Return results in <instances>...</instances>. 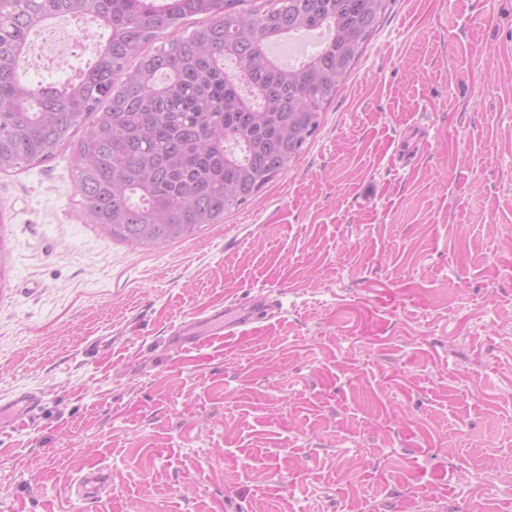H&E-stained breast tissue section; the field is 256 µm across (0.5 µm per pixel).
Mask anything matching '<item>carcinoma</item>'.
<instances>
[{
  "mask_svg": "<svg viewBox=\"0 0 512 512\" xmlns=\"http://www.w3.org/2000/svg\"><path fill=\"white\" fill-rule=\"evenodd\" d=\"M249 2L0 0V171L49 161L82 131L72 161L83 213L149 249L250 202L304 154L386 0ZM68 16L103 29L93 61L35 87L20 75L29 35ZM314 30L330 37L299 65L271 56V43Z\"/></svg>",
  "mask_w": 512,
  "mask_h": 512,
  "instance_id": "cac0c4a2",
  "label": "carcinoma"
}]
</instances>
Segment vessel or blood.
I'll return each mask as SVG.
<instances>
[{"label":"vessel or blood","instance_id":"1","mask_svg":"<svg viewBox=\"0 0 512 512\" xmlns=\"http://www.w3.org/2000/svg\"><path fill=\"white\" fill-rule=\"evenodd\" d=\"M283 298L258 294L246 304L227 301L220 307H207L190 321L172 326L170 339L176 352L186 353L201 346L211 337L231 339L243 335L247 326L261 319H272L285 313ZM42 407L41 396L33 391H19L0 398V429L34 420Z\"/></svg>","mask_w":512,"mask_h":512}]
</instances>
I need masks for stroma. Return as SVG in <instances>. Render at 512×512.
Masks as SVG:
<instances>
[{"instance_id":"stroma-1","label":"stroma","mask_w":512,"mask_h":512,"mask_svg":"<svg viewBox=\"0 0 512 512\" xmlns=\"http://www.w3.org/2000/svg\"><path fill=\"white\" fill-rule=\"evenodd\" d=\"M0 246V397L43 399L0 512H512V0H387L302 157L194 237L112 240L63 148L0 172ZM261 289L287 313L171 348ZM106 489V479L102 475L88 474L69 487V492L76 496H86L101 493Z\"/></svg>"}]
</instances>
